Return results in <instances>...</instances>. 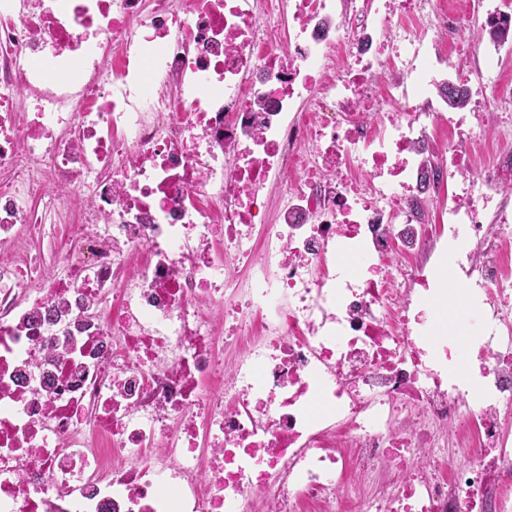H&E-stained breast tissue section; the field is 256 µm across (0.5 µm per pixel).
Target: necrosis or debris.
<instances>
[{"label":"necrosis or debris","mask_w":512,"mask_h":512,"mask_svg":"<svg viewBox=\"0 0 512 512\" xmlns=\"http://www.w3.org/2000/svg\"><path fill=\"white\" fill-rule=\"evenodd\" d=\"M476 19L512 0H0V512H512V41ZM36 198L81 218L25 298Z\"/></svg>","instance_id":"necrosis-or-debris-1"}]
</instances>
